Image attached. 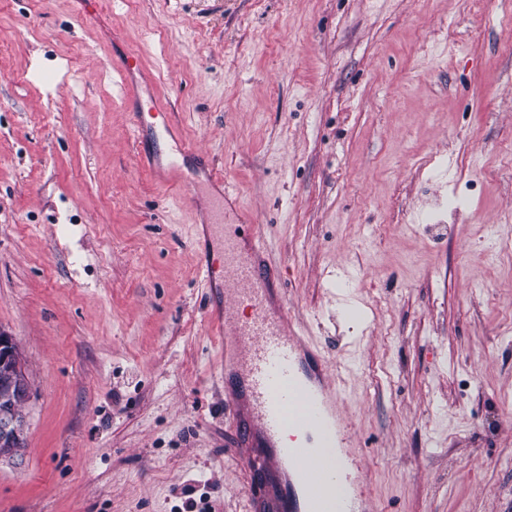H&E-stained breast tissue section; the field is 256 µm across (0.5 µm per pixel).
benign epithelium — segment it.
<instances>
[{"instance_id":"obj_1","label":"benign epithelium","mask_w":512,"mask_h":512,"mask_svg":"<svg viewBox=\"0 0 512 512\" xmlns=\"http://www.w3.org/2000/svg\"><path fill=\"white\" fill-rule=\"evenodd\" d=\"M33 388L13 336L0 330V447L21 448Z\"/></svg>"}]
</instances>
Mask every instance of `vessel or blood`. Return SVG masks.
Instances as JSON below:
<instances>
[{
  "label": "vessel or blood",
  "mask_w": 512,
  "mask_h": 512,
  "mask_svg": "<svg viewBox=\"0 0 512 512\" xmlns=\"http://www.w3.org/2000/svg\"><path fill=\"white\" fill-rule=\"evenodd\" d=\"M117 70L137 142L165 138L175 145L164 157L145 154L149 169L184 187L183 167L195 146L177 137L135 57L120 56ZM205 183L213 197L205 206L207 234L221 237L224 263L203 259L201 271L208 287L233 296L235 308L248 312L224 317V372L245 382L244 394L225 393L224 404L241 423L236 454L252 474L250 512H366L363 500L341 481L356 454L344 447L349 423L339 395L327 382L322 356L311 355L291 332L286 290L268 258L263 227L244 219L226 230L219 204L229 188L212 173Z\"/></svg>",
  "instance_id": "1"
}]
</instances>
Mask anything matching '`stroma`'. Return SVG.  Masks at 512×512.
Returning <instances> with one entry per match:
<instances>
[{"mask_svg": "<svg viewBox=\"0 0 512 512\" xmlns=\"http://www.w3.org/2000/svg\"><path fill=\"white\" fill-rule=\"evenodd\" d=\"M97 4L0 0V329L34 390L0 512H247L203 213L138 163L125 52L344 363L368 512H512V0Z\"/></svg>", "mask_w": 512, "mask_h": 512, "instance_id": "35a3bbf8", "label": "stroma"}]
</instances>
